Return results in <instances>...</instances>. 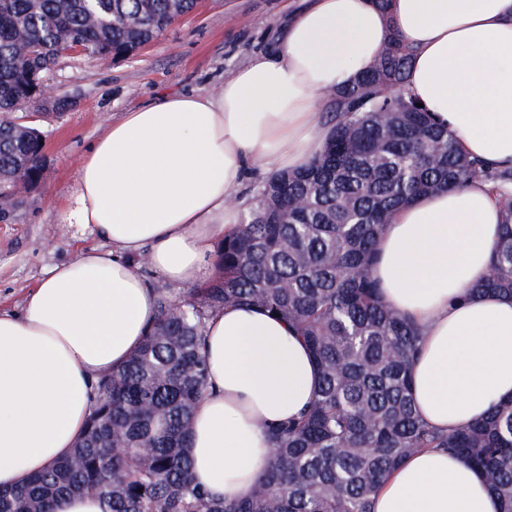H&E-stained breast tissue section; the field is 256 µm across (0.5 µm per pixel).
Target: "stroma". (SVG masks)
<instances>
[{"instance_id":"1","label":"stroma","mask_w":512,"mask_h":512,"mask_svg":"<svg viewBox=\"0 0 512 512\" xmlns=\"http://www.w3.org/2000/svg\"><path fill=\"white\" fill-rule=\"evenodd\" d=\"M300 0H200L136 56L58 59L48 77L59 92L37 123L44 146L38 187L0 223V311L19 312L52 266L102 240L59 223L58 211L88 148L112 120L165 96L216 93L225 77L279 36Z\"/></svg>"}]
</instances>
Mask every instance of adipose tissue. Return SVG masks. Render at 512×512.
Wrapping results in <instances>:
<instances>
[{
    "label": "adipose tissue",
    "instance_id": "ef3b65f1",
    "mask_svg": "<svg viewBox=\"0 0 512 512\" xmlns=\"http://www.w3.org/2000/svg\"><path fill=\"white\" fill-rule=\"evenodd\" d=\"M393 36L412 51L411 95L470 159L512 167V0H311L219 93L123 113L88 149L59 214L103 245L50 268L20 315L0 312V489L69 455L97 380L155 322L158 292L135 257L147 254L164 281L208 283L221 240L240 225L249 168L306 167L328 136L320 103ZM499 223V197L474 181L399 209L376 243L381 297L420 331L413 399L436 431L512 396V298L479 289ZM204 355L193 479L212 499H243L270 462L268 427L311 405L320 373L294 327L257 306L213 313ZM372 512H501V502L479 469L424 448L385 480Z\"/></svg>",
    "mask_w": 512,
    "mask_h": 512
}]
</instances>
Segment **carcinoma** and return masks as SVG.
Returning <instances> with one entry per match:
<instances>
[{
  "instance_id": "cac0c4a2",
  "label": "carcinoma",
  "mask_w": 512,
  "mask_h": 512,
  "mask_svg": "<svg viewBox=\"0 0 512 512\" xmlns=\"http://www.w3.org/2000/svg\"><path fill=\"white\" fill-rule=\"evenodd\" d=\"M198 0H0V189L22 173L36 187L42 137L15 112L72 41L128 57ZM410 50L393 37L378 60L326 104L324 148L259 186L219 246L217 278L182 300L164 294L138 350L100 380L78 445L24 486L0 490V512H54L90 494L102 512H371L380 485L419 448H446L482 468L512 512V398L448 433L412 397L418 328L385 304L372 277L378 236L422 195L487 180L502 199V236L482 289L512 296V169L464 154L405 89ZM255 305L292 324L321 373L310 409L273 426L272 460L252 496L214 500L192 477L193 414L207 384L201 341L211 314Z\"/></svg>"
}]
</instances>
